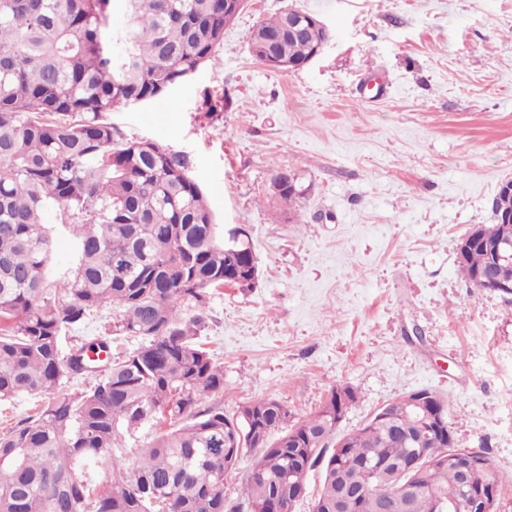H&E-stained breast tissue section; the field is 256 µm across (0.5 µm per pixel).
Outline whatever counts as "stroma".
Masks as SVG:
<instances>
[{
	"instance_id": "35a3bbf8",
	"label": "stroma",
	"mask_w": 512,
	"mask_h": 512,
	"mask_svg": "<svg viewBox=\"0 0 512 512\" xmlns=\"http://www.w3.org/2000/svg\"><path fill=\"white\" fill-rule=\"evenodd\" d=\"M288 8L332 37L309 65L273 71L250 50L262 19ZM122 138L187 152L217 224L245 226L256 288L209 301L201 341L224 389L201 407L234 415L273 398L303 419L336 384L359 428L382 403L429 388L461 448L486 447L512 512V302L457 271V245L493 221L512 180V0H248L224 42L181 88L111 115ZM281 171L297 180L284 203ZM51 279L75 253L56 207ZM105 306L64 348L111 333Z\"/></svg>"
}]
</instances>
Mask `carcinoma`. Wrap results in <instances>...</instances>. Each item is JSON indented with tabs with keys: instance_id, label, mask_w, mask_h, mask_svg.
Here are the masks:
<instances>
[{
	"instance_id": "1",
	"label": "carcinoma",
	"mask_w": 512,
	"mask_h": 512,
	"mask_svg": "<svg viewBox=\"0 0 512 512\" xmlns=\"http://www.w3.org/2000/svg\"><path fill=\"white\" fill-rule=\"evenodd\" d=\"M124 9L132 25L117 33L112 0H0V401L43 396L0 433V512H295L288 483H309L317 468L312 512H336L357 482L374 490L397 469L421 491L389 512H434L433 498L484 487L495 475L484 451L464 475L443 458L408 471L413 449L449 442L448 425L419 434L401 413L340 432L336 385L329 403L291 426L274 399L233 416L199 409L203 393L224 390V369L198 341L210 291L253 245L224 251L192 158L121 138L110 115L185 84L236 16L224 14V0H124ZM287 23L286 10L257 23L250 45L259 61L269 59L268 35ZM322 43L320 28L285 32L277 54L301 63ZM50 204L76 243L59 288L42 220ZM492 260L477 244L458 271L473 285ZM105 305L137 347L114 357L112 337L100 336L61 354L65 330ZM81 378L84 390L57 391ZM158 417L173 428L126 465L114 453L123 433ZM245 449L254 461L242 495L228 500L224 477ZM90 465L105 484H91Z\"/></svg>"
}]
</instances>
